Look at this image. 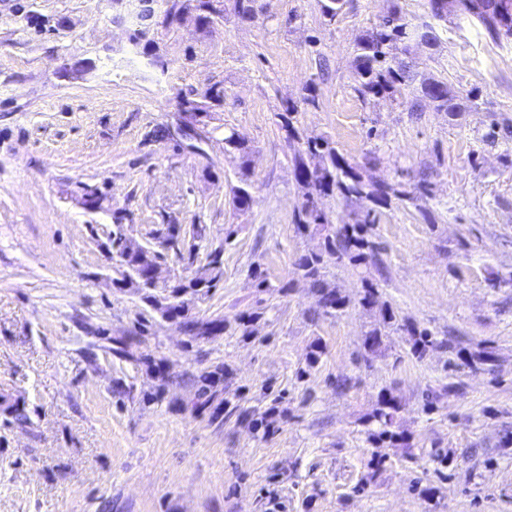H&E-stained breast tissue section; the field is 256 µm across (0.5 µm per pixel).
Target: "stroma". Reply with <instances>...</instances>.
<instances>
[{"label": "stroma", "mask_w": 512, "mask_h": 512, "mask_svg": "<svg viewBox=\"0 0 512 512\" xmlns=\"http://www.w3.org/2000/svg\"><path fill=\"white\" fill-rule=\"evenodd\" d=\"M395 4L415 34V71L447 83L464 112L412 111L408 89L359 96L356 38ZM170 5L151 0L144 20L131 0H0V512H512V67L489 55H512V41L457 9L436 18L429 0H344L332 19L322 0H256L246 21L224 0L206 26L192 12L164 23ZM214 84L224 100L209 107V138L181 135L177 93ZM287 103L301 140H329L366 179L427 183L423 199L382 209L380 266L327 264L349 300L333 316L294 272L324 240L296 227ZM160 126L168 138H153ZM230 134L248 158L225 148ZM243 180L256 203L237 211ZM117 211L128 237L162 254L157 297L191 275L189 248H223L224 278L191 314L226 331L192 338L115 286ZM169 224L202 225L203 239L171 249L149 238ZM387 307L434 348L413 355L394 327L366 354ZM256 308L243 337L236 320ZM120 336L133 337L131 358L113 356ZM483 349L490 361L460 358ZM220 363L229 399L256 404L267 383L281 392L273 436L191 412L200 376ZM385 391L404 440L380 451L364 488ZM13 404L27 423H6Z\"/></svg>", "instance_id": "35a3bbf8"}]
</instances>
